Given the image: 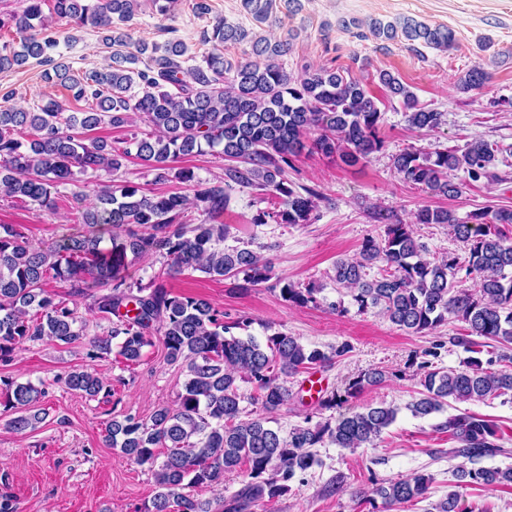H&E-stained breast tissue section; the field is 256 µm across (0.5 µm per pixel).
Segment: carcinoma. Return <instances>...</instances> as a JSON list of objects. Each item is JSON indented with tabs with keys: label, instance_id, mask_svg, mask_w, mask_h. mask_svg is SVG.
I'll use <instances>...</instances> for the list:
<instances>
[{
	"label": "carcinoma",
	"instance_id": "obj_1",
	"mask_svg": "<svg viewBox=\"0 0 512 512\" xmlns=\"http://www.w3.org/2000/svg\"><path fill=\"white\" fill-rule=\"evenodd\" d=\"M17 11H0V30L13 29L19 47L0 45V71L22 66L31 58L52 66L60 84L85 112H67L55 100L36 111L0 105V195L25 198L52 209V190L74 182L75 172L121 169L135 156L155 180L171 178L193 188V198L182 193L150 195L130 183L107 184L83 213V230L60 237L52 245H33L18 229L0 225V361H7L27 342L50 339L70 345L84 341L86 357L102 360L112 353V340L121 339L119 354L138 362L154 334L162 336L165 359L178 365L184 381L172 407L162 406L147 419L136 413L114 415L106 422L105 442L154 472L156 493L145 512H218L220 499H200L182 493L185 488H224V478L247 466L248 481L224 512H268L288 490L290 482L316 463L312 449L328 441L338 448L372 445L396 419V409L369 404L360 411L331 421L312 422L283 431L275 414L295 398L288 379L332 365L350 351L346 344L324 351L310 348L286 331H275L261 341L247 333L245 319L224 320V312L192 296L174 295L155 278L131 282L128 257L160 252L166 274L200 272L211 277L242 278L243 287L269 281L271 262L261 254L224 246L228 225L183 224L180 216L189 203L206 215L224 211L233 189H258L277 199V210L261 211L254 223L272 218L278 224H310L316 217V191L288 181V169L304 149L336 156L356 165L381 151V101L364 80L329 67H305L287 72L279 59L292 48L295 35L270 39L252 29L217 19L203 31L202 41L219 44L251 43L252 60L232 63L211 52L201 63L184 67V44L140 43L136 52L112 53V64L79 78L55 62L50 52L59 45L43 13L45 0H24ZM275 0H241L242 9L260 26L272 13ZM140 0H54L57 19L71 29L91 26L107 29V44L126 45L121 25L133 20ZM343 29L358 38L408 42L439 51L456 43L453 29L430 26L406 18L395 24L372 20H342ZM147 58L144 68L135 67ZM491 74L479 68L459 79L463 93L479 90ZM378 81L405 110L408 124L434 129L444 113L420 104L416 94L387 70ZM141 122L145 130L116 146L88 132L106 122L123 127ZM209 149L224 157V181L210 184L189 169L172 166L180 156ZM502 149L474 139L462 149L437 148L424 152L413 147L392 156V165L407 183L436 195L456 196L463 184L448 173L463 171L472 182L496 180L495 167ZM446 224L468 245L467 259L443 255L423 258L426 248L408 224L395 215L384 218L380 238L368 237L355 258H340L332 280L350 290L358 310L378 308L408 334H425L450 320L464 324L467 336L458 338L471 356L462 369H426L422 390L410 405L416 416L441 411L448 401H483L512 396V370L490 371L479 357L493 341L498 358L512 364V242L490 230L492 224H512V209L487 205L461 220L443 208L423 206L413 224ZM123 229L118 239L104 242L102 229ZM382 263L379 276L366 269ZM476 278V287L464 288L460 272ZM69 283L74 294L97 291L93 308L108 320L104 336L89 337L77 306H69L44 282ZM280 296L291 305L317 304L321 289L278 280ZM386 371L371 368L350 379L342 391L320 398L326 409L379 386ZM68 389L85 397L110 393L102 377L85 369L67 374ZM250 383L246 394L240 384ZM46 389L30 382L3 381L0 397L14 417L16 432L33 430L42 421L35 405ZM257 405L249 411L243 403ZM457 443L452 453L472 467L455 470V489L435 506L436 512H458L463 484L512 485V467H473L481 457L501 450L504 434L488 418L469 413L451 415L438 425ZM157 448L166 449L159 459ZM432 477L415 473L379 484L355 496L383 509L398 512L427 498Z\"/></svg>",
	"mask_w": 512,
	"mask_h": 512
}]
</instances>
